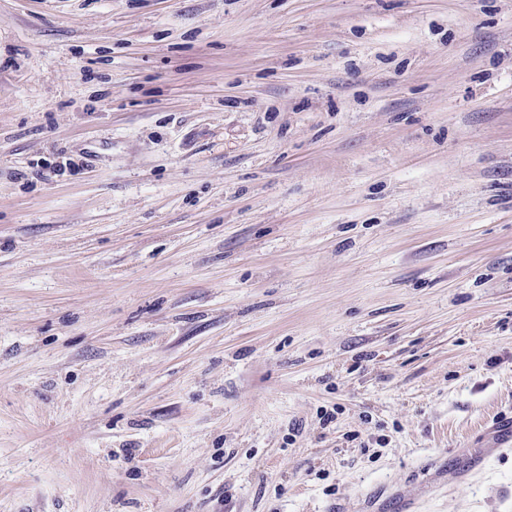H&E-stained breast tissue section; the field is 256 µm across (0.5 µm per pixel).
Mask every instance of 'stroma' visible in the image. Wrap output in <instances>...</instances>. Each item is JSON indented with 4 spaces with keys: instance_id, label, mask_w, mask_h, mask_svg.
Listing matches in <instances>:
<instances>
[{
    "instance_id": "stroma-1",
    "label": "stroma",
    "mask_w": 512,
    "mask_h": 512,
    "mask_svg": "<svg viewBox=\"0 0 512 512\" xmlns=\"http://www.w3.org/2000/svg\"><path fill=\"white\" fill-rule=\"evenodd\" d=\"M511 414L512 0H0V512H512Z\"/></svg>"
}]
</instances>
